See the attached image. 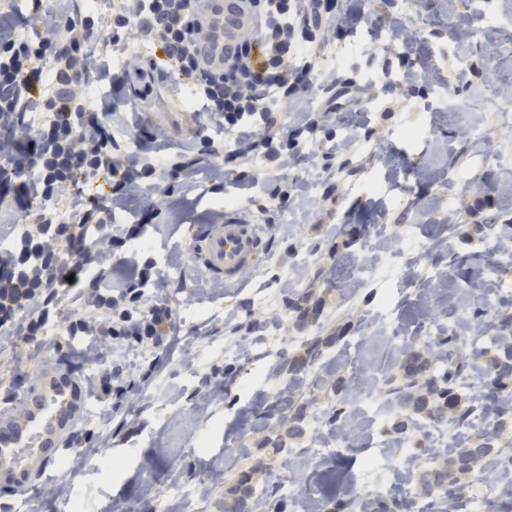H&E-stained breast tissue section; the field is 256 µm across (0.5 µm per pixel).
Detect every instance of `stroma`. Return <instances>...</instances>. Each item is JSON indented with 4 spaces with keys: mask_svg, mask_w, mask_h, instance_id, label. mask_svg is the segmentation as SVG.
Here are the masks:
<instances>
[{
    "mask_svg": "<svg viewBox=\"0 0 512 512\" xmlns=\"http://www.w3.org/2000/svg\"><path fill=\"white\" fill-rule=\"evenodd\" d=\"M347 18L335 51H324L319 75L300 82L296 97L279 106L285 130L308 112L336 106L330 134L300 142L298 161L280 167L254 159L251 185L235 189V173L222 188L186 193L173 188L168 214L146 224L142 236L163 276L152 289L172 310L167 342L133 356L106 353L102 364L127 390L108 423L90 406L72 449L55 469L33 479L25 498L0 487V512H224V488L253 474L256 490L279 489L288 512H324L343 490L358 494H413L400 483L393 449V418L367 424L349 440L331 435L327 416L336 395L318 369L306 375V431L292 461L258 448L261 409L283 387V356L302 355L312 337L324 340L325 358L360 391L369 408L383 406L371 390L365 364L384 362V379L400 377L396 333L416 328L455 331L452 359L476 347L491 349L496 314L512 307L500 293L512 281V254L497 270L481 254L494 244L481 224L512 221V129L501 127L489 98L498 91L486 72L512 74V39L498 26L512 23V0H340ZM492 11L497 26L483 41L457 38ZM420 30L409 46L401 26ZM155 103L122 114L115 128L127 143L126 122L164 130L172 152L191 142L200 113L186 110L190 94L175 72L156 76ZM484 130L482 139L470 128ZM417 130L414 138L405 137ZM349 141L345 153L335 143ZM292 200L277 206L278 191ZM264 209L266 254L259 266L227 286L189 259L192 233L215 223L218 212ZM172 212V213H173ZM419 227L418 239L402 227ZM400 266L399 279L386 276ZM307 297V323L290 308ZM250 326L249 353L239 357L235 326ZM65 324L33 342L0 341V401L16 397L37 372L69 365L90 376ZM193 345L194 365L182 350ZM489 417L455 422L419 421L404 443L414 473L435 466L432 449L487 427Z\"/></svg>",
    "mask_w": 512,
    "mask_h": 512,
    "instance_id": "1",
    "label": "stroma"
}]
</instances>
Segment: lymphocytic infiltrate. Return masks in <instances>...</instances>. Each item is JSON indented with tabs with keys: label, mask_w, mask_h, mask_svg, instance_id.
I'll use <instances>...</instances> for the list:
<instances>
[{
	"label": "lymphocytic infiltrate",
	"mask_w": 512,
	"mask_h": 512,
	"mask_svg": "<svg viewBox=\"0 0 512 512\" xmlns=\"http://www.w3.org/2000/svg\"><path fill=\"white\" fill-rule=\"evenodd\" d=\"M257 32L239 39L230 65L206 74L195 46L205 40L201 19L209 0H94L84 9H48L45 0H21L33 27L16 34L11 11L0 13V167L18 184L20 201L0 196L18 234L0 253V335L27 339L42 335L71 292L87 289L86 315L68 325L81 341L79 355L99 361L102 351H144L159 347L172 328V311L150 291L161 276L154 262L132 266L112 282L106 273L115 250L142 235L138 224H116L113 209L135 191L168 196L161 183L170 173L179 188H197L201 171L182 153L167 163L162 131L130 138L141 162L128 164L114 133L118 106L111 94L92 99L93 86L123 91L141 71L132 41L160 46L194 100L211 122L231 132L230 146L208 135L199 141L225 164L252 158L293 159L288 139L271 108L287 102L300 80L313 73L302 49L329 44L341 28L335 0H258ZM96 32L88 42V32ZM103 177L109 206L79 191L80 181ZM40 209H33V202ZM68 258H61L60 249Z\"/></svg>",
	"instance_id": "obj_1"
}]
</instances>
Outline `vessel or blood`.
<instances>
[{"instance_id":"obj_1","label":"vessel or blood","mask_w":512,"mask_h":512,"mask_svg":"<svg viewBox=\"0 0 512 512\" xmlns=\"http://www.w3.org/2000/svg\"><path fill=\"white\" fill-rule=\"evenodd\" d=\"M210 35L197 47L201 66L224 68V0H211L204 18ZM266 251L255 216L230 208L224 221L203 227L193 238V260L215 280L235 281L251 273ZM89 393L74 369L40 372L14 406L0 410V486L25 491L32 477L67 455L64 441L88 414Z\"/></svg>"}]
</instances>
